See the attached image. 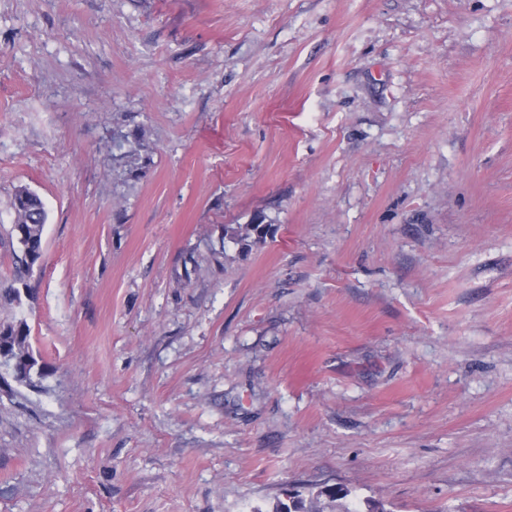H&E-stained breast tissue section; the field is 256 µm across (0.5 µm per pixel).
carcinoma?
I'll return each mask as SVG.
<instances>
[{
    "instance_id": "1",
    "label": "carcinoma",
    "mask_w": 512,
    "mask_h": 512,
    "mask_svg": "<svg viewBox=\"0 0 512 512\" xmlns=\"http://www.w3.org/2000/svg\"><path fill=\"white\" fill-rule=\"evenodd\" d=\"M12 208L15 218L9 228V237L13 248L14 275L16 280L24 283L42 262L47 213L39 196L25 188L15 194ZM24 295L30 296V288H10L0 292V304L20 306ZM29 337L30 330L25 320L0 322V355L12 368V376L17 382L33 387L46 376V363L34 355Z\"/></svg>"
}]
</instances>
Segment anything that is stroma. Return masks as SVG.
<instances>
[{"label": "stroma", "mask_w": 512, "mask_h": 512, "mask_svg": "<svg viewBox=\"0 0 512 512\" xmlns=\"http://www.w3.org/2000/svg\"><path fill=\"white\" fill-rule=\"evenodd\" d=\"M21 188L0 512H512V0H0ZM12 208L15 218L8 234L13 248L14 275L25 286L24 295L30 298L31 288L26 281L42 262L47 213L39 196L25 188L15 194ZM29 337L25 320H1L0 355L3 354L5 364L12 368V376L17 382L33 387L46 376L47 366L34 355Z\"/></svg>", "instance_id": "35a3bbf8"}]
</instances>
